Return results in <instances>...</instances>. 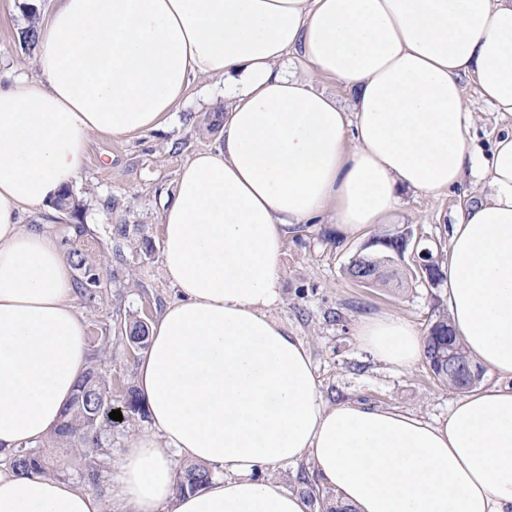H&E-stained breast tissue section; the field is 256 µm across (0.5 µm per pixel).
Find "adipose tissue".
I'll use <instances>...</instances> for the list:
<instances>
[{
	"mask_svg": "<svg viewBox=\"0 0 512 512\" xmlns=\"http://www.w3.org/2000/svg\"><path fill=\"white\" fill-rule=\"evenodd\" d=\"M36 76L0 84V512H101L84 488L2 457L53 434L89 366L58 240L23 218L70 185L91 136L158 127L191 79L224 83L215 148L192 155L164 208L179 297L137 368L151 430L115 469L130 512H309L258 470L309 461L355 512H512V127L473 149L464 81L512 118V0H59ZM344 83L351 107L309 74ZM442 286L471 359L508 380L428 419L324 402L311 353L275 316L292 227L388 223L402 192L467 176ZM359 343L408 369L424 338L393 315ZM221 469L176 493L174 457Z\"/></svg>",
	"mask_w": 512,
	"mask_h": 512,
	"instance_id": "ef3b65f1",
	"label": "adipose tissue"
}]
</instances>
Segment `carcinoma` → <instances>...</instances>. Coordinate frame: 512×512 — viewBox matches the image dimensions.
<instances>
[{"label": "carcinoma", "mask_w": 512, "mask_h": 512, "mask_svg": "<svg viewBox=\"0 0 512 512\" xmlns=\"http://www.w3.org/2000/svg\"><path fill=\"white\" fill-rule=\"evenodd\" d=\"M39 36V17L32 10L27 15V25L21 29L19 43L23 50L31 52L37 48ZM51 206L58 212L78 215L81 211L80 201L73 195L70 188H64L53 200ZM68 260L77 269H85L86 258L77 249L68 253ZM81 297L92 302L97 297L98 279L92 270L85 269L84 277L75 283ZM125 337L144 347L148 343L149 326L146 322L131 319L123 324ZM443 354L453 353L455 361L460 365L469 364L466 351L460 341L448 346L446 337L434 336L426 331L424 356L431 360L435 349ZM122 408V416L126 421L147 416V409L139 392L128 388ZM112 398L109 395L105 379V361L93 356L92 364L78 382L76 393L63 412L59 427L54 432L53 441L67 452L80 456L84 462L86 477L95 481L99 477L103 446L101 441L102 424L110 420ZM11 466L22 474L47 473V458L44 454L32 449L20 448L9 457ZM211 471L203 464H190L181 472L178 490L181 493L195 492L209 482Z\"/></svg>", "instance_id": "obj_1"}]
</instances>
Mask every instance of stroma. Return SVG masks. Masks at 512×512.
<instances>
[{
    "label": "stroma",
    "instance_id": "stroma-1",
    "mask_svg": "<svg viewBox=\"0 0 512 512\" xmlns=\"http://www.w3.org/2000/svg\"><path fill=\"white\" fill-rule=\"evenodd\" d=\"M53 7L54 0H0L1 75L13 73L20 64L27 74H34L35 61L22 54L18 35L29 10L44 17ZM464 91L475 114L473 144L480 154H490L494 138L508 123L482 101L472 82H465ZM223 103V84L200 78L191 83L184 103L159 128L119 138L92 136L70 186L82 204L81 212L76 217L63 216L48 227L63 250H80L99 275L95 301L81 300L77 306L87 324L89 347H96L98 339L107 341L106 377L113 407H120L126 387L135 385L142 355L140 348L119 335L120 323L135 317L154 323L178 297L163 268V203L173 193L182 165L194 153L217 145V133L202 128L200 120ZM479 191V185L469 178L437 198L409 192L393 223L371 224L342 239L333 236L326 225L304 224L286 239L280 261L283 302L276 314L307 344L327 404L353 401L434 418L447 413L459 398V391L434 380L426 361L407 370L395 368L374 358L355 336L359 321L371 314L396 315L417 330H425L433 309L445 303L442 289L413 278L405 279L399 289L366 287L349 279L345 267L372 236L406 226L423 237L426 245L447 253L454 213L476 201ZM109 199L117 203L110 212L104 207ZM76 223L87 229L79 238L71 231ZM115 224L131 225L128 239L115 242L111 233ZM143 237L151 240L152 251L135 248V241ZM149 429L145 419L105 427V455L94 483L83 476L78 461L55 456L50 442H43L41 448L66 480L102 502L103 512H122L112 497V471L128 441Z\"/></svg>",
    "mask_w": 512,
    "mask_h": 512
}]
</instances>
